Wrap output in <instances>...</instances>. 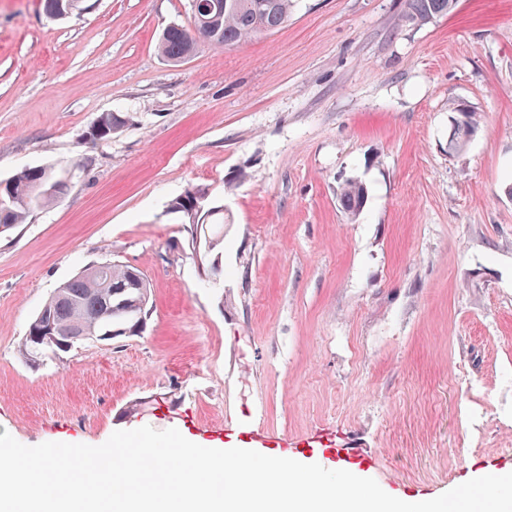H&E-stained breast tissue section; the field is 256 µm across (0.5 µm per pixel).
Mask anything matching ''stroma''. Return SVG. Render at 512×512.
Returning <instances> with one entry per match:
<instances>
[{"label":"stroma","instance_id":"35a3bbf8","mask_svg":"<svg viewBox=\"0 0 512 512\" xmlns=\"http://www.w3.org/2000/svg\"><path fill=\"white\" fill-rule=\"evenodd\" d=\"M403 6L294 0L280 30L173 64L158 38L192 28L190 0L61 20L0 0V180L69 184L0 234V433L249 449L259 429L330 470L327 449L359 446L363 476L411 498L512 468V0L422 26ZM461 105L479 128L452 153ZM108 112L133 122L89 141ZM191 188L223 208L222 247L169 213ZM105 262L149 280L143 333L26 363L45 300ZM339 203L345 213L351 216L363 208L366 199V188L361 182L347 181L339 192Z\"/></svg>","mask_w":512,"mask_h":512}]
</instances>
